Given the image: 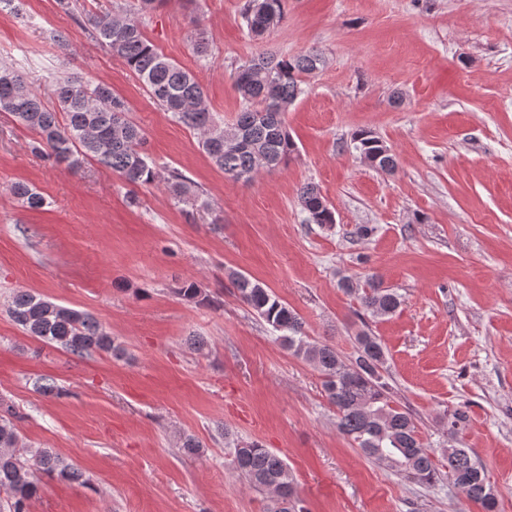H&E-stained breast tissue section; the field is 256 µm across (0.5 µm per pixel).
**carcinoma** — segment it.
I'll list each match as a JSON object with an SVG mask.
<instances>
[{"label":"carcinoma","instance_id":"obj_1","mask_svg":"<svg viewBox=\"0 0 512 512\" xmlns=\"http://www.w3.org/2000/svg\"><path fill=\"white\" fill-rule=\"evenodd\" d=\"M165 4V0H131L120 13L105 11L86 18L98 42L121 57L163 111L201 133V147L224 175L249 182L258 169L275 168L297 150L284 115L302 93L303 78L322 71L327 61L308 52L291 58L261 53L233 73V86L241 109L229 126L216 124L204 88L196 75L166 57L144 34L139 16ZM284 16V0H246L242 19L248 33L261 37ZM58 109L49 108L41 95L15 70L0 66V112L35 131L39 147L54 159L78 171L95 162L118 173L132 185L155 181L154 162L143 150V135L128 120L125 101L103 82L67 77L52 81ZM354 149L372 167L393 174L396 155L380 137L362 130L353 138ZM169 190L181 202L193 197L191 183L179 172L171 173ZM14 194L28 207L38 209L44 198L33 188L18 184ZM299 204L313 224H333L332 206L313 184L299 193ZM240 300L277 333L276 339L293 355L312 364L323 377V389L336 412V427L368 459L422 483L437 475L439 461L447 462L448 478L459 484L465 499L481 512H495L496 496L482 464L464 445L462 435L468 416L459 410L448 415V447L426 445L412 414L391 405L385 377L387 354L369 331L355 338V353L343 359L330 344L309 339L304 322L287 303L262 283L243 273L231 275ZM347 294L357 293L365 314L389 316L401 305V296L375 281L362 292L345 277ZM8 312L30 336L82 357L92 351L118 357L120 346L92 316L26 291L16 293ZM9 408L0 416V512H27L39 492L35 473L68 482L83 473L61 455L29 450L11 420ZM224 439L230 447V464L250 488L264 496L266 512H306L287 463L257 441Z\"/></svg>","mask_w":512,"mask_h":512}]
</instances>
